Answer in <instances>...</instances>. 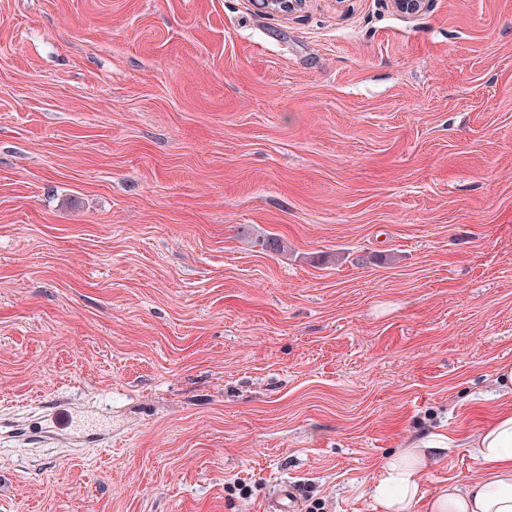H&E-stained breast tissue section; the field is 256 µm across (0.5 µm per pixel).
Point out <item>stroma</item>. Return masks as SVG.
<instances>
[{
  "instance_id": "35a3bbf8",
  "label": "stroma",
  "mask_w": 512,
  "mask_h": 512,
  "mask_svg": "<svg viewBox=\"0 0 512 512\" xmlns=\"http://www.w3.org/2000/svg\"><path fill=\"white\" fill-rule=\"evenodd\" d=\"M505 362L512 0H0V512H429ZM453 440L440 431L424 435L408 449L390 456L375 483L368 487L369 495L382 512H411L422 496L421 475L431 459L429 453L446 451ZM265 512H295L297 511V499L294 488L288 484L283 486L276 497L270 499L264 508Z\"/></svg>"
}]
</instances>
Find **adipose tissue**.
Wrapping results in <instances>:
<instances>
[{
    "mask_svg": "<svg viewBox=\"0 0 512 512\" xmlns=\"http://www.w3.org/2000/svg\"><path fill=\"white\" fill-rule=\"evenodd\" d=\"M452 444L447 434L434 431L390 456L369 488L380 512H412L422 496L421 475L431 454ZM470 448L481 477L462 488H442L431 502V512H512V409L474 435Z\"/></svg>",
    "mask_w": 512,
    "mask_h": 512,
    "instance_id": "adipose-tissue-1",
    "label": "adipose tissue"
}]
</instances>
